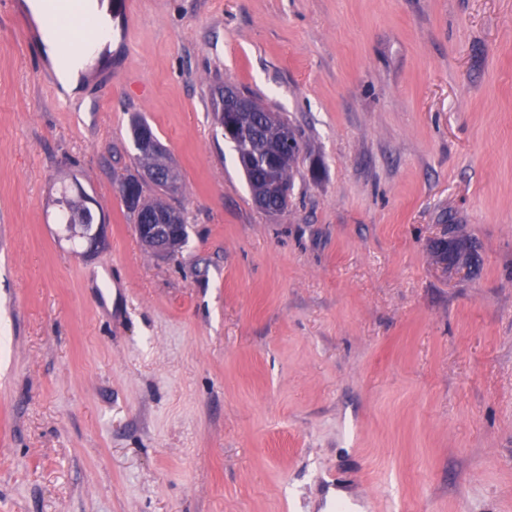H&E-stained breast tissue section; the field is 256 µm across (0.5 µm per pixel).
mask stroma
Segmentation results:
<instances>
[{
  "label": "stroma",
  "instance_id": "obj_1",
  "mask_svg": "<svg viewBox=\"0 0 512 512\" xmlns=\"http://www.w3.org/2000/svg\"><path fill=\"white\" fill-rule=\"evenodd\" d=\"M37 35L0 13V512H512V0H132L80 112ZM225 83L301 134L280 214ZM136 115L181 176L170 258L115 186ZM72 187L75 189L72 190ZM92 202L96 201L79 184L64 185L57 191L55 199V224H62L71 238L78 236L86 243L93 225L101 223V216L98 217L90 206ZM475 251V246L472 242L456 236H452L449 240L448 238H443L434 241L430 247V254L436 262H444L448 258V252H452L454 253L456 263L467 267L475 265ZM456 263L452 258H448L444 265H455Z\"/></svg>",
  "mask_w": 512,
  "mask_h": 512
}]
</instances>
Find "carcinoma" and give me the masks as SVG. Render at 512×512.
I'll return each instance as SVG.
<instances>
[{
    "label": "carcinoma",
    "instance_id": "obj_1",
    "mask_svg": "<svg viewBox=\"0 0 512 512\" xmlns=\"http://www.w3.org/2000/svg\"><path fill=\"white\" fill-rule=\"evenodd\" d=\"M233 128L224 134L234 151L235 159L245 177L252 200H261L259 208L276 215L288 208L290 198L282 195V187L293 189V174L301 152V139L296 128L281 112H273L259 102H254L250 112H236L230 116ZM135 154L136 173L120 180L137 187L138 208L127 212L133 223H141L143 213L172 214L177 222L176 232L169 236L165 245L172 253L179 252L188 240L183 211L168 202L175 195L178 174L165 161V149L152 128L145 121L134 122L129 129ZM169 171L172 180H156L157 195L145 194L141 179L145 171ZM94 199L77 183L63 186L55 199V223L66 228L72 237L89 239L93 225L99 217L91 207ZM454 253L456 263L471 267L475 265V246L472 242L453 236L439 239L430 247L432 258L442 263L448 253Z\"/></svg>",
    "mask_w": 512,
    "mask_h": 512
}]
</instances>
